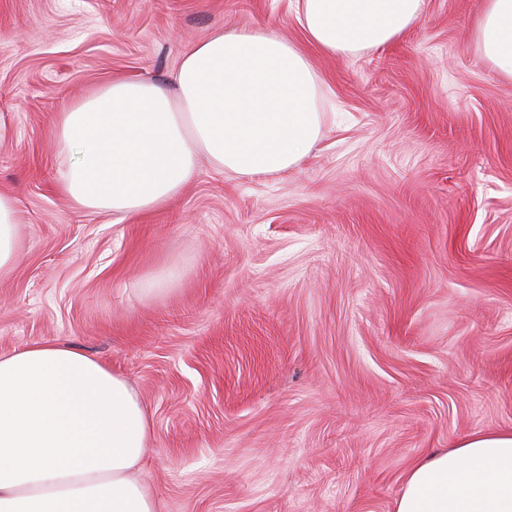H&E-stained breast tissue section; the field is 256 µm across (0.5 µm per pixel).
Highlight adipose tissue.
<instances>
[{"label": "adipose tissue", "mask_w": 512, "mask_h": 512, "mask_svg": "<svg viewBox=\"0 0 512 512\" xmlns=\"http://www.w3.org/2000/svg\"><path fill=\"white\" fill-rule=\"evenodd\" d=\"M309 42L351 56L398 40L426 0H296ZM483 57L512 77V0H486ZM321 77L301 46L255 28L215 31L163 79L122 77L61 112L70 160L59 190L77 206L154 209L199 174L288 171L322 132ZM18 212L0 193V278L19 252ZM152 427L125 379L54 341L0 355V512H157L137 473ZM394 512H512V431L476 432L409 470Z\"/></svg>", "instance_id": "adipose-tissue-1"}]
</instances>
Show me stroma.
Segmentation results:
<instances>
[{
    "label": "stroma",
    "mask_w": 512,
    "mask_h": 512,
    "mask_svg": "<svg viewBox=\"0 0 512 512\" xmlns=\"http://www.w3.org/2000/svg\"><path fill=\"white\" fill-rule=\"evenodd\" d=\"M483 6L426 0L392 44L310 49L323 129L295 168L205 163L124 215L58 191L59 112L216 29L305 44L294 0H0L21 245L0 355L55 341L128 380L159 512H393L422 456L512 430V78L477 47Z\"/></svg>",
    "instance_id": "stroma-1"
}]
</instances>
